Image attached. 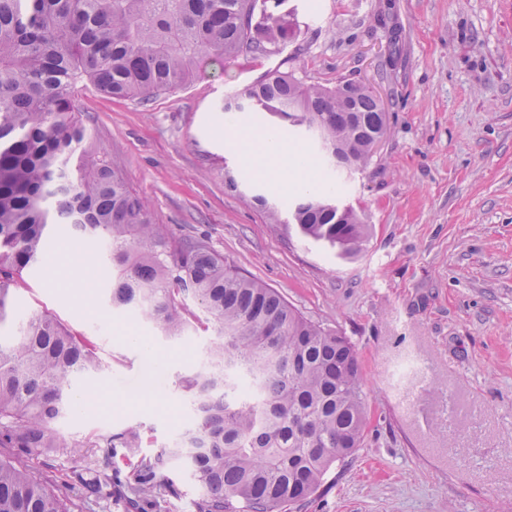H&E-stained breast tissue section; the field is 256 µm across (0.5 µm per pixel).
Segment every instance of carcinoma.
Returning <instances> with one entry per match:
<instances>
[{"label":"carcinoma","instance_id":"1","mask_svg":"<svg viewBox=\"0 0 512 512\" xmlns=\"http://www.w3.org/2000/svg\"><path fill=\"white\" fill-rule=\"evenodd\" d=\"M294 31L269 0H0V325L12 290L46 255L53 226L106 246L110 299L135 308L180 339L203 308L215 340L179 381L194 422L162 453L142 457L122 488L139 512L143 496L172 492L157 481L169 461L205 489L199 512H279L306 500L363 441L367 404L357 353L342 334L291 307L274 289L229 265L204 241L175 238L154 222L121 170L99 158L76 112L74 86L89 81L114 98L144 102L187 86L201 68L288 45ZM312 113L326 160L364 170L388 116L364 85L308 86L279 69L263 73L224 110ZM88 160L70 167L77 149ZM268 224H295L345 254L368 235L364 212L344 214L312 193L283 214L265 195H243ZM103 364L90 341L35 313L0 341V512H73L25 460L46 448H91L112 467L119 448L140 447L127 430L71 445L56 424L77 404L70 378Z\"/></svg>","mask_w":512,"mask_h":512}]
</instances>
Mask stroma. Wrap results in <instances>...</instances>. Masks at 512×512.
<instances>
[{
  "label": "stroma",
  "instance_id": "1",
  "mask_svg": "<svg viewBox=\"0 0 512 512\" xmlns=\"http://www.w3.org/2000/svg\"><path fill=\"white\" fill-rule=\"evenodd\" d=\"M283 8L297 33L287 47L206 68L150 102L77 83L88 137L155 223L205 241L354 345L364 441L289 512H512V0H285ZM277 68L326 88L362 82L389 113L366 169L339 176L318 163L309 175L364 210L369 237L354 257L304 239L295 225L266 223L242 199L255 190L287 211L300 197L245 166L237 145L254 132L317 153L305 129L222 110ZM55 242L81 258L72 280H56L47 264L31 269L13 301L19 314H52L93 342L104 370L74 380L89 406L57 429L64 446L139 431L141 447L114 460L117 482L191 423L177 383L212 336L193 327L182 340L163 338L99 289L98 244H74L65 228ZM64 446L29 459L30 468L74 512H127L106 492L83 501L72 471L89 478L104 469L91 451L75 457ZM158 478L175 491L145 500L143 512H198L204 490L182 467L169 463Z\"/></svg>",
  "mask_w": 512,
  "mask_h": 512
}]
</instances>
